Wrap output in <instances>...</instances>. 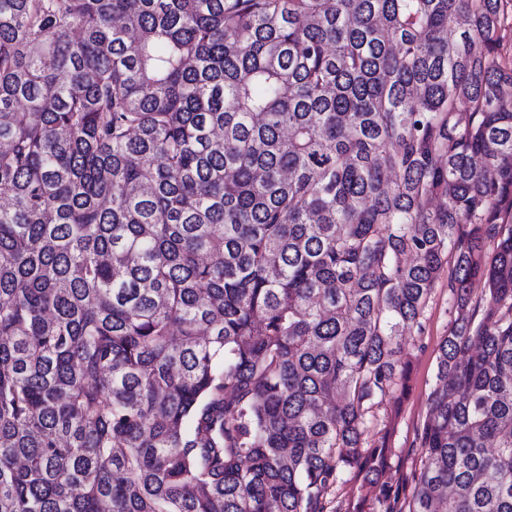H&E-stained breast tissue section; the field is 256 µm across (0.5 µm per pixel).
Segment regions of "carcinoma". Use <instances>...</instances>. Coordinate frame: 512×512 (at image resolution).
Masks as SVG:
<instances>
[{
  "label": "carcinoma",
  "instance_id": "1",
  "mask_svg": "<svg viewBox=\"0 0 512 512\" xmlns=\"http://www.w3.org/2000/svg\"><path fill=\"white\" fill-rule=\"evenodd\" d=\"M508 7L0 0V512H321L450 257L408 512H512Z\"/></svg>",
  "mask_w": 512,
  "mask_h": 512
}]
</instances>
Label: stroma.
<instances>
[{
    "label": "stroma",
    "mask_w": 512,
    "mask_h": 512,
    "mask_svg": "<svg viewBox=\"0 0 512 512\" xmlns=\"http://www.w3.org/2000/svg\"><path fill=\"white\" fill-rule=\"evenodd\" d=\"M456 312L447 274H440L419 316L418 327L399 340L404 376L367 415L363 446L381 452V474L368 484L363 472H341L326 491L323 512H406L424 450L418 435L436 386L437 353Z\"/></svg>",
    "instance_id": "1"
}]
</instances>
